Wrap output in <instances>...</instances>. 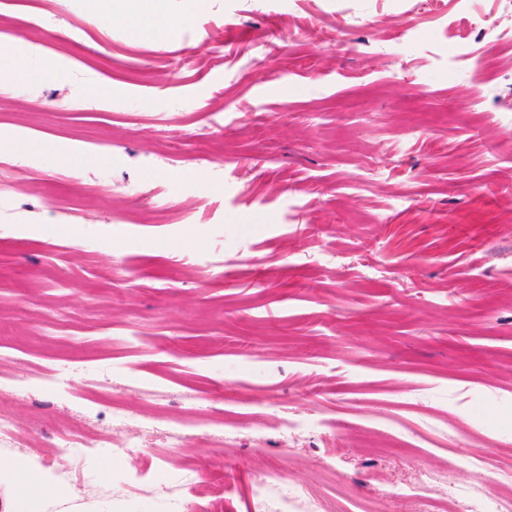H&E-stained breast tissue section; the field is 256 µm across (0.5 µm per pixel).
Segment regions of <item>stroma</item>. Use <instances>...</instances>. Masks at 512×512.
I'll list each match as a JSON object with an SVG mask.
<instances>
[{
    "instance_id": "stroma-1",
    "label": "stroma",
    "mask_w": 512,
    "mask_h": 512,
    "mask_svg": "<svg viewBox=\"0 0 512 512\" xmlns=\"http://www.w3.org/2000/svg\"><path fill=\"white\" fill-rule=\"evenodd\" d=\"M478 14L512 28L498 0H206L153 40L0 0V48L64 72L0 83V162L27 166L0 199V512H157L129 475L201 466L213 512H271L249 488L276 466L337 512H417L420 474L512 469V40L448 68ZM116 404L142 447L40 468ZM282 405L343 422L345 454ZM392 420L448 435L358 431Z\"/></svg>"
}]
</instances>
